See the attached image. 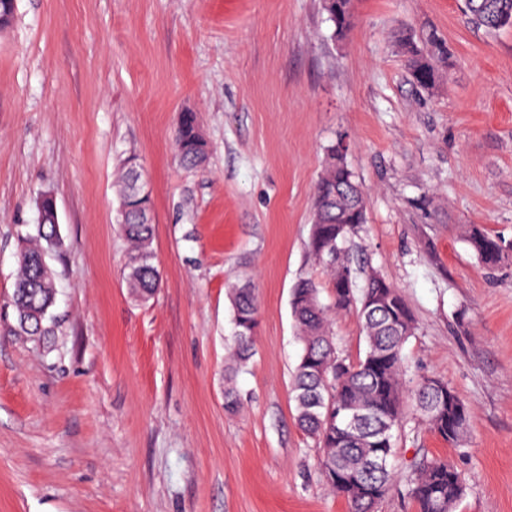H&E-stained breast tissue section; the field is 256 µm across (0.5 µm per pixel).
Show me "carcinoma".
Listing matches in <instances>:
<instances>
[{
  "label": "carcinoma",
  "instance_id": "cac0c4a2",
  "mask_svg": "<svg viewBox=\"0 0 512 512\" xmlns=\"http://www.w3.org/2000/svg\"><path fill=\"white\" fill-rule=\"evenodd\" d=\"M324 10L338 33L350 26L352 0H324ZM464 10L476 27L488 32L512 27V0H464ZM400 43L409 54L415 83L433 88L440 78L439 65L448 61L442 42L430 36L425 51L417 49L407 35L401 36ZM175 143L184 165L197 167L206 161L207 144L195 113L182 114ZM139 177L137 166L127 162L120 205L126 218L122 234L132 249L124 275L130 293L148 300L159 286V272L154 263L153 225L140 223L139 217L150 206V199L130 192L131 181ZM368 202V193L346 163L345 154L331 147L315 186L308 249L329 277L332 302H321L320 285L310 277L299 279L291 290L292 314L302 344L291 380L295 421L321 450V481L346 499L350 512H373L393 485V430L407 403L403 348L415 331L413 316L398 289L376 269L355 263L352 238L365 223ZM37 209L38 224L18 234L19 271L12 304L18 331L41 341L53 335L56 327L49 313L55 303V276L41 262L55 229L53 199L37 200ZM466 241L488 269L512 253V242L476 227ZM361 275V294L339 288L343 280L354 283ZM230 301L235 328L232 371L238 372L253 353L259 306L254 289L247 284L230 289ZM351 312L356 313L365 340L364 355L355 361L338 352L333 331L335 317ZM413 401L431 432L451 444L462 442L469 411L447 381L423 380L414 390ZM465 491L454 466L427 457L414 466L406 484L418 512H453Z\"/></svg>",
  "mask_w": 512,
  "mask_h": 512
}]
</instances>
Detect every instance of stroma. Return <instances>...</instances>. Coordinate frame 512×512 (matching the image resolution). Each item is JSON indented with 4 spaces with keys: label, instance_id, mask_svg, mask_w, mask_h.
<instances>
[{
    "label": "stroma",
    "instance_id": "stroma-1",
    "mask_svg": "<svg viewBox=\"0 0 512 512\" xmlns=\"http://www.w3.org/2000/svg\"><path fill=\"white\" fill-rule=\"evenodd\" d=\"M448 49L413 83L401 34ZM196 113L204 166L174 134ZM366 189L354 242L416 330L405 381L441 377L469 410L463 445L407 412L374 512H417L415 462L454 464L455 512H512V258L485 269L470 225L512 241V28L462 0H353L343 35L323 0H16L0 31V512H349L294 420L301 345L290 290L309 276L327 151ZM135 158L160 285L132 298L115 182ZM52 192L56 336L13 331L16 232ZM259 302L255 354L224 407L228 289Z\"/></svg>",
    "mask_w": 512,
    "mask_h": 512
}]
</instances>
